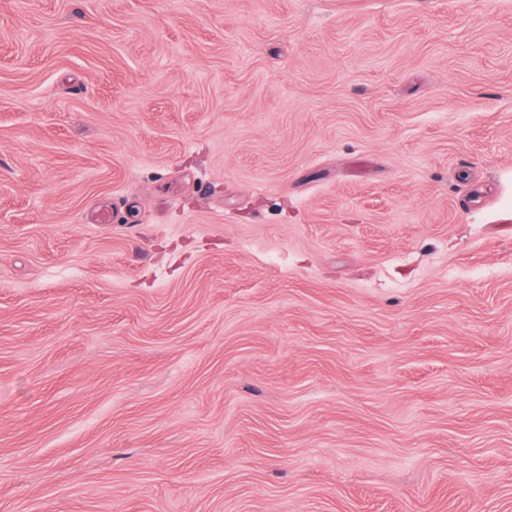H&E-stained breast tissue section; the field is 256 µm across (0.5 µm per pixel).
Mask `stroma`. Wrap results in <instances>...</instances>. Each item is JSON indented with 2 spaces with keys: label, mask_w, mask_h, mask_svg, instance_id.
<instances>
[{
  "label": "stroma",
  "mask_w": 512,
  "mask_h": 512,
  "mask_svg": "<svg viewBox=\"0 0 512 512\" xmlns=\"http://www.w3.org/2000/svg\"><path fill=\"white\" fill-rule=\"evenodd\" d=\"M0 512H512V0H0Z\"/></svg>",
  "instance_id": "stroma-1"
}]
</instances>
